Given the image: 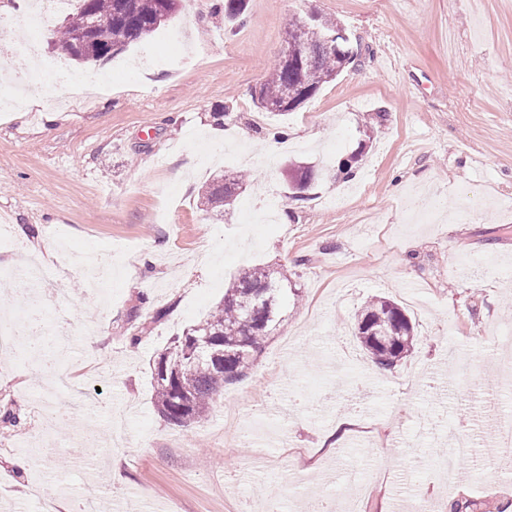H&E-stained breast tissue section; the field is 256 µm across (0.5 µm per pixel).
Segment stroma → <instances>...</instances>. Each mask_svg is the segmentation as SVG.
Returning <instances> with one entry per match:
<instances>
[{
    "label": "stroma",
    "mask_w": 512,
    "mask_h": 512,
    "mask_svg": "<svg viewBox=\"0 0 512 512\" xmlns=\"http://www.w3.org/2000/svg\"><path fill=\"white\" fill-rule=\"evenodd\" d=\"M20 0H0V71ZM218 0H181L138 48L149 76L113 74L92 96L41 82L23 112L0 118V217L39 238L61 272L39 303L68 298L69 354L55 394L41 362L0 356V512H390L429 499L437 512H512V478L488 437L512 410V0H247L243 23ZM340 21L356 60L288 116L253 93L273 68L288 20ZM227 109L224 122L214 113ZM241 145L245 191L223 216L199 188L222 174L216 151ZM352 177L338 171L352 153ZM317 179L285 201L287 170ZM272 201L273 224L247 206ZM250 265L277 268L298 293L252 368L214 412L186 427L158 412L153 361L220 303ZM416 325L410 357L367 361L352 328L371 297ZM139 343H132V336ZM103 337L108 353L84 342ZM65 413L45 431L43 407ZM344 432H337L338 423ZM475 445L453 483L436 445ZM390 442L378 462L374 445ZM27 456L28 471L14 460Z\"/></svg>",
    "instance_id": "1"
}]
</instances>
